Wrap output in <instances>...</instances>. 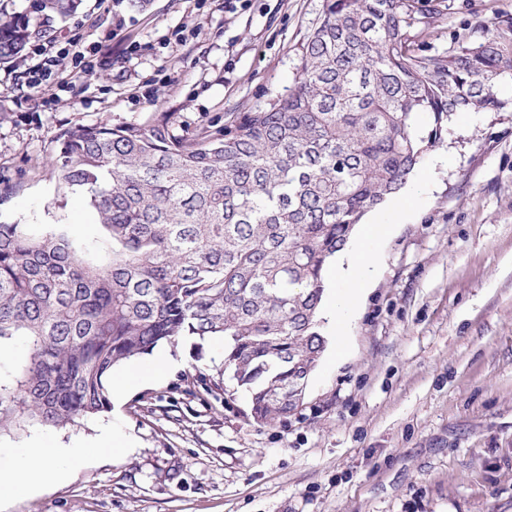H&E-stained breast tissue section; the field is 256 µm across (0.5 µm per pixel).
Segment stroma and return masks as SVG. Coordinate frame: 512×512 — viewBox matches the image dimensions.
Segmentation results:
<instances>
[{"mask_svg": "<svg viewBox=\"0 0 512 512\" xmlns=\"http://www.w3.org/2000/svg\"><path fill=\"white\" fill-rule=\"evenodd\" d=\"M423 53L450 31L512 16V0H447ZM325 0H82L50 18L0 0L34 41H77L87 65L28 84L25 51L0 65V223L100 235L86 199L51 175L61 129L148 125L173 115L194 135L225 113L287 93ZM418 191L375 243L371 285L309 377L301 415L258 424L214 340L162 344L170 370L133 384L102 415L0 431V468L34 440L59 481L0 494V512H512V112H461L410 177ZM122 448L95 453L99 437Z\"/></svg>", "mask_w": 512, "mask_h": 512, "instance_id": "stroma-1", "label": "stroma"}]
</instances>
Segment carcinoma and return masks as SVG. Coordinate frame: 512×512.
Segmentation results:
<instances>
[{"label": "carcinoma", "mask_w": 512, "mask_h": 512, "mask_svg": "<svg viewBox=\"0 0 512 512\" xmlns=\"http://www.w3.org/2000/svg\"><path fill=\"white\" fill-rule=\"evenodd\" d=\"M444 0H326L288 93L188 137L147 126L62 130L53 167L102 234L76 242L0 224V429L64 428L110 409L114 367L161 342L224 341V369L258 424L289 401L325 351L324 271L369 210L396 195L455 112H505L512 17L415 38ZM65 18L78 0H41ZM29 22L0 14V62ZM427 113L424 135L418 118Z\"/></svg>", "instance_id": "cac0c4a2"}]
</instances>
